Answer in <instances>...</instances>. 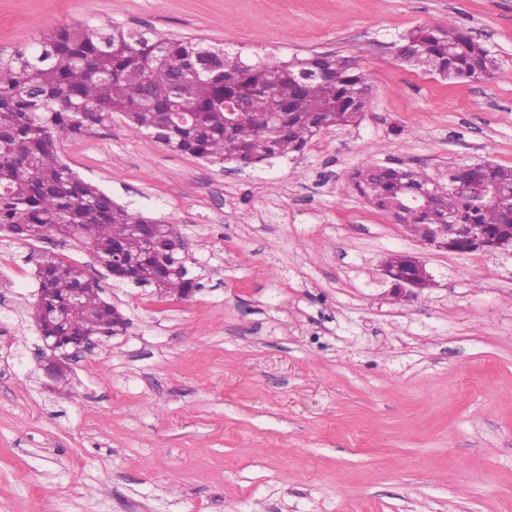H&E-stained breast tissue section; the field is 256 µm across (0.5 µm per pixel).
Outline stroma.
<instances>
[{"mask_svg":"<svg viewBox=\"0 0 512 512\" xmlns=\"http://www.w3.org/2000/svg\"><path fill=\"white\" fill-rule=\"evenodd\" d=\"M471 30L498 68L449 82L404 66L401 35ZM115 23L275 62L355 56L358 126L303 155L218 167L132 134L121 114L61 158L169 224L189 298L119 283L57 235L0 233V512H512V257L425 248L356 192L365 157L439 184L461 162L512 167V0H0V52ZM83 267L128 321L39 367L30 252ZM394 253L432 287L395 300Z\"/></svg>","mask_w":512,"mask_h":512,"instance_id":"obj_1","label":"stroma"}]
</instances>
